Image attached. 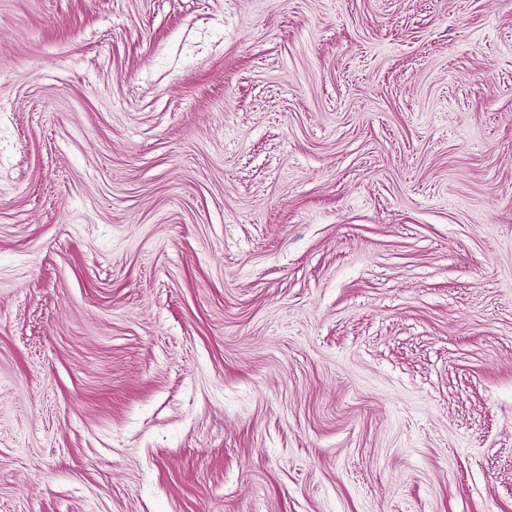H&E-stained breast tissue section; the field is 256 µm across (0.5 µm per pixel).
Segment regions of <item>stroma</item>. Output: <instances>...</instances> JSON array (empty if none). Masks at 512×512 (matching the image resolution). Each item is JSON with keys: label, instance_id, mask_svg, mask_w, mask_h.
<instances>
[{"label": "stroma", "instance_id": "1", "mask_svg": "<svg viewBox=\"0 0 512 512\" xmlns=\"http://www.w3.org/2000/svg\"><path fill=\"white\" fill-rule=\"evenodd\" d=\"M0 512H512V0H0Z\"/></svg>", "mask_w": 512, "mask_h": 512}]
</instances>
